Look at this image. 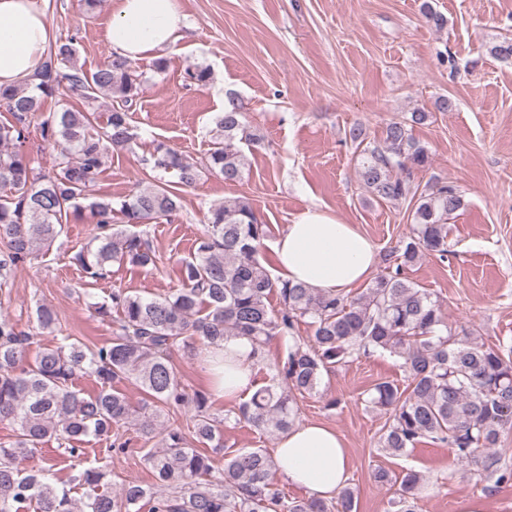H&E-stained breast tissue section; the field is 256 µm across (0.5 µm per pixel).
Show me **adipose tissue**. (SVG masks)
<instances>
[{"label": "adipose tissue", "instance_id": "adipose-tissue-1", "mask_svg": "<svg viewBox=\"0 0 512 512\" xmlns=\"http://www.w3.org/2000/svg\"><path fill=\"white\" fill-rule=\"evenodd\" d=\"M179 0H114L105 37L112 50L137 60L180 38ZM53 41V32L37 0H0V85L30 77ZM274 252L283 279L345 293L367 280L375 266L371 241L351 224L319 211L298 217L276 241ZM229 356L220 386L234 399L257 387V364L244 338H228ZM279 477L314 498L330 499L345 486L350 460L336 430L305 423L281 435L275 450Z\"/></svg>", "mask_w": 512, "mask_h": 512}]
</instances>
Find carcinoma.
Returning a JSON list of instances; mask_svg holds the SVG:
<instances>
[{
  "instance_id": "obj_1",
  "label": "carcinoma",
  "mask_w": 512,
  "mask_h": 512,
  "mask_svg": "<svg viewBox=\"0 0 512 512\" xmlns=\"http://www.w3.org/2000/svg\"><path fill=\"white\" fill-rule=\"evenodd\" d=\"M73 42L50 46L35 72L21 86H0V107L11 120L0 123V277L50 247L61 234L63 220L89 212L98 234L73 256V263L96 284L110 276L112 263L149 268L157 256L142 231L130 227L169 220L180 207L170 185L152 183L120 201L96 197V185L109 152L125 149L134 139L129 109L140 92L131 60L112 54L92 74L75 64ZM70 64V72L60 64ZM186 81L205 87L206 67L188 68ZM66 87L60 107L46 108L48 99ZM108 96L117 105L102 130L94 128L95 103ZM75 98L80 106L70 103ZM39 114V135L56 150L49 172L33 166L18 151ZM429 113L416 111L411 123L394 121L382 143L364 145L360 127L346 137L362 148L358 176L379 201H413L412 233L391 250V271L377 277L355 297L318 292L302 283L274 278L259 260L267 225L250 203L228 198L211 207L208 227L195 254L181 266L182 288L169 296L146 297L114 290L95 310L118 314L111 341L89 346L73 336L30 356L33 334L0 317V421L16 427V438L0 444V512H20L35 504L37 512H134L145 503L149 512H356L349 487L330 500L288 498L272 480L273 458L261 448L224 450L223 420L212 412L203 390L188 392L178 378L171 352L176 346L199 343L218 348L228 337L248 339L257 362L269 379L239 405L238 416L260 432L285 433L298 418L296 396L309 394L322 375L361 356L387 353L403 360L408 384L383 380L369 390L366 403L386 411L379 443L383 451L402 456L424 441L442 444L459 460L479 466L486 480L500 487L512 483V466L495 451L501 434L512 430V346L486 345L448 332L441 304L405 270L423 257L448 253V219L464 206L462 195L435 179L420 187L414 171L431 165L430 153L412 134ZM256 142L243 122L236 97L224 102L217 116L204 169L226 183L242 180L245 155L238 144ZM151 170L176 174L179 183L194 184L201 169L177 151L159 146L149 160ZM277 295L281 308L271 309ZM38 328L47 331L56 316L45 305L35 309ZM308 321L313 336L297 335ZM275 336L292 341L284 357L266 362ZM88 376L97 391L85 393L75 381ZM135 382L145 398L139 408L116 384ZM192 412L191 436L161 419L160 411ZM130 424L155 446L143 461L154 486L128 483L112 490L108 465L90 466L74 481L83 499L54 479L53 466L30 469L26 462L48 438L65 446L79 462L85 438L110 441L107 452H126L131 439L112 433ZM224 451V467L214 465L209 451ZM427 479L409 469L399 480L391 512H416Z\"/></svg>"
}]
</instances>
